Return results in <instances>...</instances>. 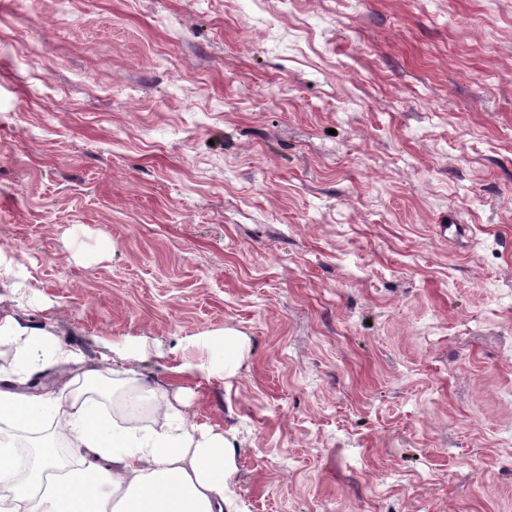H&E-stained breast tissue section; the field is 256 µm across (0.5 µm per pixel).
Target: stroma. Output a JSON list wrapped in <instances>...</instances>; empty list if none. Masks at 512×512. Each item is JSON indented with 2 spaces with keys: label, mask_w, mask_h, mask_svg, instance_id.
<instances>
[{
  "label": "stroma",
  "mask_w": 512,
  "mask_h": 512,
  "mask_svg": "<svg viewBox=\"0 0 512 512\" xmlns=\"http://www.w3.org/2000/svg\"><path fill=\"white\" fill-rule=\"evenodd\" d=\"M7 317L247 512H512V0H0ZM219 341L224 345V375L231 377L235 373L236 362L243 347V340L232 329H224V334Z\"/></svg>",
  "instance_id": "obj_1"
}]
</instances>
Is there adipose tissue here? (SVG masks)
Returning <instances> with one entry per match:
<instances>
[{
  "instance_id": "ef3b65f1",
  "label": "adipose tissue",
  "mask_w": 512,
  "mask_h": 512,
  "mask_svg": "<svg viewBox=\"0 0 512 512\" xmlns=\"http://www.w3.org/2000/svg\"><path fill=\"white\" fill-rule=\"evenodd\" d=\"M16 346L13 376L0 378V422L39 426L62 415L68 435L84 450L81 465L60 477L56 447L37 448L26 478H16L0 443V512H242L232 476L234 448L223 433L200 430L178 408L166 427L144 431L107 428L95 401L66 391L32 393L20 385L58 366L84 369L80 349L13 319L0 323V339Z\"/></svg>"
}]
</instances>
